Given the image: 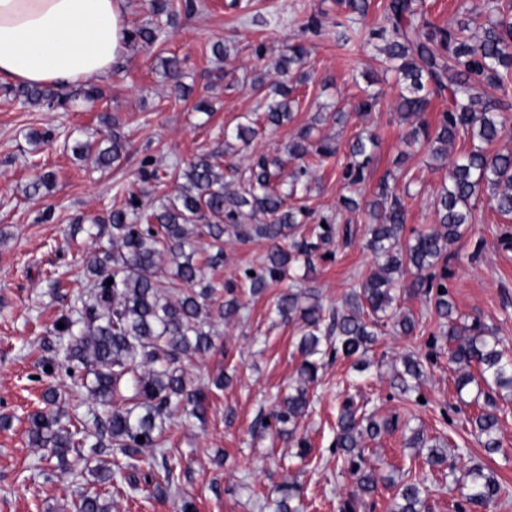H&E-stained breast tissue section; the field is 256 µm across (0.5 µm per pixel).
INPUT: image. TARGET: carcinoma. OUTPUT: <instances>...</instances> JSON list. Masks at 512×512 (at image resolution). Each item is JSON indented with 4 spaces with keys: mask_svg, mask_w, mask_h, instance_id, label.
Here are the masks:
<instances>
[{
    "mask_svg": "<svg viewBox=\"0 0 512 512\" xmlns=\"http://www.w3.org/2000/svg\"><path fill=\"white\" fill-rule=\"evenodd\" d=\"M336 4L344 11L343 20L336 22L337 43L345 47L355 39L351 35L354 17L366 15L372 3L336 0ZM381 9L378 26L369 32L368 40L384 42L382 57L374 61L394 74L399 87L396 110L409 124L404 144L426 150L440 164L447 162L454 144L468 143L470 148L452 160L448 184L434 201L438 228L429 233H407L408 213L396 186L387 177L378 184L366 210L365 233L376 269L346 295L344 309L326 311L312 291L290 290L276 297L271 308L274 320L301 324L298 349L302 362L297 370L299 385L269 413L262 427H273L279 433L286 430L290 436L296 432L298 420L310 406V386L318 381L324 358L342 357L362 369L366 365L363 356L387 322L400 335H413L418 321L401 313L396 304L401 294L408 293L423 297L431 311L448 324L444 336L451 344L448 361L456 365L457 395L473 385L483 398L471 425L491 455L500 451L497 393L512 388V359L479 319L455 317L448 291V246L463 236L483 191L489 193L493 211L512 219V151L492 150L507 136L501 116L512 111V4L486 0L483 11L466 8L449 27L426 19L420 0H384ZM484 12L488 17L481 22ZM307 59L303 44L285 46L276 64L281 80L261 98V118L244 116L232 137L247 146L258 134V123L277 127L293 119L298 108L294 78L306 80L302 70ZM161 65L171 94L185 97L182 62L164 58ZM10 92L22 106L53 110L69 103L68 97L48 87L19 86ZM435 98L447 99L448 107L432 123L427 112ZM379 107L380 93L364 88L356 103L358 114L369 116ZM315 129L314 124L303 127L288 145V158L299 161L288 185L280 182L285 165L280 156L259 157L238 189L232 190L224 183V174L202 155L184 169H171L170 175L186 180L175 196L155 205L129 190L125 205L112 210L108 223L91 219L98 245L86 266L90 291L76 318H62L60 333L69 336L64 358L67 371L80 374L87 399L105 412L93 417L91 433L85 422H74L56 409L57 393L48 390L43 395L48 409L30 416L32 447L48 449L61 464H70L71 454L79 463L81 448L91 436L92 452L111 450L128 459L129 469L114 473L109 467H98L93 472L95 483L111 486L118 479L135 489L143 478L156 494L180 493L177 464L166 456L162 457V476L141 475V464L153 468V461L143 458L144 452L161 451L163 424L176 412L204 418L207 385H191L181 364L209 353L218 335L216 322L237 320L242 309L236 283L214 284L205 277L195 260L196 241L209 240L205 263L215 269L224 264V237L239 242L264 240L268 245L264 266L243 277L248 293L255 296L279 283L294 263L314 271L315 262L325 259L320 253L323 245L334 238L347 245L355 236L351 223L340 226L324 215L306 235L300 227L312 211L305 205H286L298 186L310 182L314 168L339 153L335 139L317 136ZM107 140L105 148L97 141H84L77 151L105 171L126 152V140L119 133L110 132ZM377 145L378 134L364 129L345 147L339 177L348 191L341 200L346 211H359L355 195L371 170ZM246 219L257 223L246 224ZM408 272L410 279L404 278ZM402 366L395 370L393 387L406 394L415 390L411 381L423 375V363L408 356ZM124 391L130 392L126 406L116 401ZM390 425L388 420L362 412L348 397L336 418L335 452L348 463L362 494L389 487L395 490L392 512H429V471L447 465L448 457L422 431H411L404 445L428 449L427 471L397 479L392 472L362 466L365 441L378 438ZM139 436L144 440H137ZM455 483L464 490L467 512H485L508 495L494 472L481 464L468 467ZM275 492L273 512H300L299 485L282 484ZM74 509L112 512V499L95 489L85 491Z\"/></svg>",
    "mask_w": 512,
    "mask_h": 512,
    "instance_id": "1",
    "label": "carcinoma"
}]
</instances>
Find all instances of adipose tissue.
Wrapping results in <instances>:
<instances>
[{
    "instance_id": "1",
    "label": "adipose tissue",
    "mask_w": 512,
    "mask_h": 512,
    "mask_svg": "<svg viewBox=\"0 0 512 512\" xmlns=\"http://www.w3.org/2000/svg\"><path fill=\"white\" fill-rule=\"evenodd\" d=\"M126 0H0V77L70 87L105 78L128 50Z\"/></svg>"
}]
</instances>
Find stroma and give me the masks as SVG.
Wrapping results in <instances>:
<instances>
[{"label":"stroma","instance_id":"1","mask_svg":"<svg viewBox=\"0 0 512 512\" xmlns=\"http://www.w3.org/2000/svg\"><path fill=\"white\" fill-rule=\"evenodd\" d=\"M334 0H194L192 9L178 10L174 21L155 15L150 0H127L129 30L160 28L153 45L133 41L114 65L111 76L96 81L101 97L88 100L84 86L71 87L68 109L49 111L23 107L9 95V80L0 79V512H73L72 503L91 474L60 471L44 451L28 441L29 417L43 409L42 395L56 390L69 415L89 420L94 409L80 399L79 390L65 370L67 337L58 333V320L80 307L90 289L85 261L93 250L81 217H103L122 207L128 188L157 200L174 196L178 181H142L139 163L150 157L166 171L203 154L212 155L225 182L236 181L252 156L279 155L299 128L324 116L323 131L347 144L365 128H375L379 145L372 173L361 187L371 196L377 182L393 170L404 149L408 130L395 113L398 90L393 80H379L381 108L370 117L354 112L359 88L353 80L364 63L378 54V44L356 42L354 50L336 42ZM320 21L318 34L305 32L309 17ZM224 43L226 58H215L213 43ZM300 42L309 49L308 79L299 89V108L292 121L267 131L249 147L230 133L243 115L256 111L259 93L250 83L257 75L276 78L275 64L286 44ZM263 45V57L253 48ZM183 61V83L189 98L169 96L168 80L160 59ZM210 109L196 111L199 100ZM349 118L336 125L328 118L336 108ZM118 123L128 141L127 155L109 173H101L71 151L75 141H96L102 117ZM52 129L47 145L34 144L31 132ZM414 176L404 196L408 226L429 232L436 226L433 202L448 176L447 169L430 163L425 151H415L405 162ZM50 172L54 180L42 197L26 193L29 183ZM345 190L335 159L315 173L303 202L315 215H337L339 222L363 226L365 214L340 211ZM52 208L53 217L40 214ZM505 229L486 202H479L463 237L449 247L452 276L448 290L457 313L480 319L512 350V247H503ZM267 246L260 241L234 243L224 248V266L213 272L215 281L240 280L245 269L259 267ZM375 268L363 239L338 247L329 261H317L314 273L295 266L290 276L258 296L243 295L240 320L218 323L214 349L184 366L192 383H208L209 403L204 420L174 416L165 425L166 453L188 468L183 491L196 512H265L263 505L273 486L283 481L301 484L303 512H338L343 498L355 486L333 453L334 426L340 399L350 379L358 404L376 418L396 417L395 429L365 445V460L374 467L412 470L424 455L405 447L411 429L446 443L448 462L456 470L480 463L495 472L512 490V395L501 398L497 438L502 449L487 454L467 418L476 405L458 407L456 373L448 362V342L439 318L424 299L402 296L401 309L418 321L415 335L404 337L385 328L368 354L371 363L362 378H355L347 361L326 364L311 387L313 402L298 423V435L310 443L307 460L294 458L293 445L274 431L261 428L268 414L288 391L301 363L297 324L271 326L269 309L288 289L311 288L325 309L342 307L345 296ZM424 361V374L415 392L402 395L392 386L402 357ZM231 381L222 389L210 382L219 375ZM112 512H178L176 497L122 490L112 496Z\"/></svg>","mask_w":512,"mask_h":512}]
</instances>
